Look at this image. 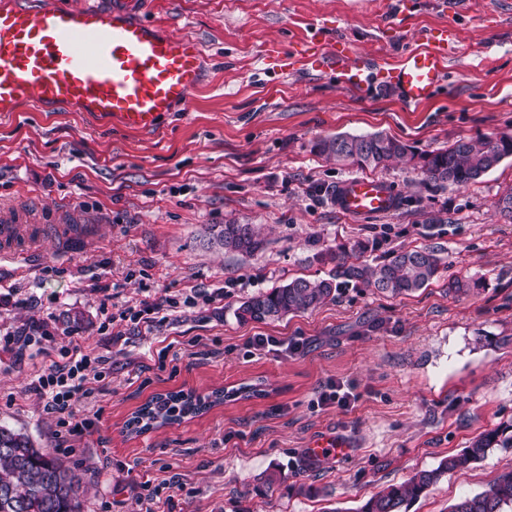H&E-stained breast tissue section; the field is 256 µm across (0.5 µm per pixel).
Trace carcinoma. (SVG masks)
<instances>
[{"label":"carcinoma","instance_id":"obj_1","mask_svg":"<svg viewBox=\"0 0 512 512\" xmlns=\"http://www.w3.org/2000/svg\"><path fill=\"white\" fill-rule=\"evenodd\" d=\"M315 150L338 162L361 168L393 161L405 162L428 183L465 187L482 178L512 156V135H488L459 139L438 152L417 154L399 140L380 133L320 139ZM209 243L226 252L252 254L264 245L254 224L214 225ZM368 243L329 249L322 258L335 264L330 278H295L285 285L260 293L243 303L238 317L244 321H274L289 313L314 310L335 299L339 281L363 283L386 297L419 291L438 277L442 259L430 248L401 249L372 265L364 259ZM229 397L224 390L210 395L171 392L144 406L135 419L155 425L198 415ZM492 448H512L508 429L483 431L462 452L442 458L438 465L415 472L405 481L386 486L370 497L358 512H408L409 507L453 471L484 459ZM82 480L68 463L47 448H37L24 434L0 426V512H83ZM512 507V469L499 473L487 489L459 498L448 512H505Z\"/></svg>","mask_w":512,"mask_h":512}]
</instances>
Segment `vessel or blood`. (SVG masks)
I'll use <instances>...</instances> for the list:
<instances>
[{
  "mask_svg": "<svg viewBox=\"0 0 512 512\" xmlns=\"http://www.w3.org/2000/svg\"><path fill=\"white\" fill-rule=\"evenodd\" d=\"M454 34L451 26L423 34L398 62L384 64L387 82L406 103L426 102L440 86ZM204 63L198 39L172 36L120 7L33 12L0 0V115L31 101L149 132L176 106L188 105L203 79ZM282 64L289 72L312 68L336 74L353 91L372 81L369 65L338 40L308 37ZM396 204L388 182L367 176L344 179L334 196L336 209L357 219L389 214Z\"/></svg>",
  "mask_w": 512,
  "mask_h": 512,
  "instance_id": "1",
  "label": "vessel or blood"
}]
</instances>
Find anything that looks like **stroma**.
<instances>
[{
    "label": "stroma",
    "instance_id": "obj_1",
    "mask_svg": "<svg viewBox=\"0 0 512 512\" xmlns=\"http://www.w3.org/2000/svg\"><path fill=\"white\" fill-rule=\"evenodd\" d=\"M134 10L201 42L204 78L188 108L143 134L32 102L0 117V212L86 229L68 255L58 237L31 236L19 241L28 262L0 260V338L44 322L52 355L75 338L106 356L102 388L82 404L103 408V418L58 448L55 417L27 388L42 366L31 345L0 348V426L58 449L82 478L85 512H140L146 480L161 489L159 512H355L484 430L512 425V218L498 206L512 190V158L461 188L424 183L403 163L369 169L392 183L399 205L355 220L332 196L359 167L314 149L338 133L383 132L419 154L512 135V0H462L453 14L445 0H135ZM448 23L457 31L449 75L418 105L383 81L357 93L315 70L281 73L265 56L316 31L345 40L366 62L396 60L419 34ZM230 222L258 225L264 249L246 256L208 246L211 225ZM358 240L369 242L370 261L434 249L440 273L408 296L344 283L312 311L235 317L254 294L332 276L321 253ZM456 276L480 286L449 293ZM216 288L223 299L179 308L149 332L119 318L149 297ZM258 335L298 336L304 346L250 352ZM166 341L179 357L174 375L150 360ZM331 380L354 384L353 407L318 406V389ZM257 381L265 395L127 430L156 396ZM320 438L341 442L345 455L312 458ZM511 467L512 448L493 449L445 475L409 512H448ZM271 472L278 481L259 489ZM309 485L316 494H306Z\"/></svg>",
    "mask_w": 512,
    "mask_h": 512
}]
</instances>
